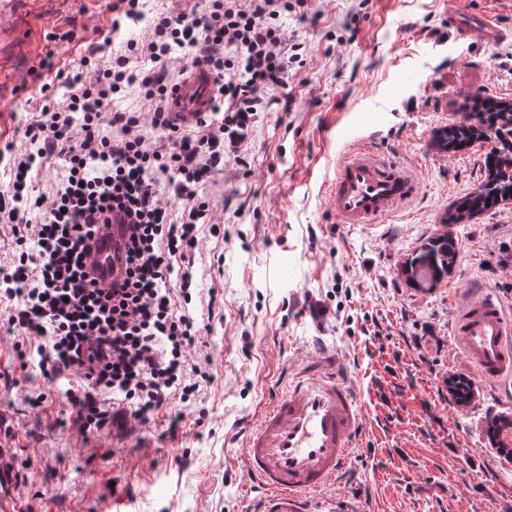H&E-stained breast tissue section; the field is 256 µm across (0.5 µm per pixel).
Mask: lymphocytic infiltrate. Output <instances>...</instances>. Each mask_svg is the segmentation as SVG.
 Here are the masks:
<instances>
[{
    "label": "lymphocytic infiltrate",
    "instance_id": "obj_1",
    "mask_svg": "<svg viewBox=\"0 0 512 512\" xmlns=\"http://www.w3.org/2000/svg\"><path fill=\"white\" fill-rule=\"evenodd\" d=\"M308 0H195L157 15L146 36L104 56L90 43L67 62L39 67L70 91L54 101L48 85L28 99L26 148L9 158L0 191V223L11 247L0 261V325L36 354L48 381L68 377L65 393L83 433L111 418L148 423L167 415L170 431L212 377L194 360L207 326L188 310L189 274L207 222L208 179L240 153L265 92L281 85L303 44H287L282 21ZM218 83V103L196 126L175 127L167 88L179 76L178 50ZM136 93L147 109H114ZM56 165L51 196L34 183L46 161ZM124 223L123 272L104 283L90 242L113 216Z\"/></svg>",
    "mask_w": 512,
    "mask_h": 512
}]
</instances>
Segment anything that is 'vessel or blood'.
<instances>
[{
	"label": "vessel or blood",
	"mask_w": 512,
	"mask_h": 512,
	"mask_svg": "<svg viewBox=\"0 0 512 512\" xmlns=\"http://www.w3.org/2000/svg\"><path fill=\"white\" fill-rule=\"evenodd\" d=\"M451 25L458 36L487 44L505 38L504 29L486 13H452ZM216 95L213 74L187 66L170 92L174 125L198 123L212 112ZM419 191L418 181L392 164L374 161L362 147L339 164L328 199L340 223L370 224ZM119 246L118 228L99 236L97 260L104 271H111ZM452 329L483 379L497 382L512 374V315L496 293L483 287L461 299ZM362 430L354 388L339 375L335 357L319 355L247 429L244 463L261 491L257 512H311L309 493L335 485L346 474L349 451Z\"/></svg>",
	"instance_id": "1"
}]
</instances>
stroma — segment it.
<instances>
[{"mask_svg":"<svg viewBox=\"0 0 512 512\" xmlns=\"http://www.w3.org/2000/svg\"><path fill=\"white\" fill-rule=\"evenodd\" d=\"M166 7L149 0L143 19L115 31L107 0H0V147H24L39 61L74 54L59 33L75 28L109 55ZM461 9L512 28V0H313L284 20L304 63L274 89L279 105L258 113L246 165L228 163L208 184L221 230L188 269L193 288L219 300L201 405L174 434L124 419L82 434L66 380L47 383L0 330V512H244L258 497L246 429L321 352L341 360L364 426L348 481L311 492L314 512H512V462L486 434L512 418V376L479 382L451 329L477 282L512 313V200L441 224L483 179L488 147L433 145L466 96L512 102V37H457L448 17ZM362 128L421 190L378 223L341 224L325 187ZM443 232L453 265L431 289L412 286L404 268ZM452 375L474 379L468 405L449 404Z\"/></svg>","mask_w":512,"mask_h":512,"instance_id":"stroma-1","label":"stroma"}]
</instances>
